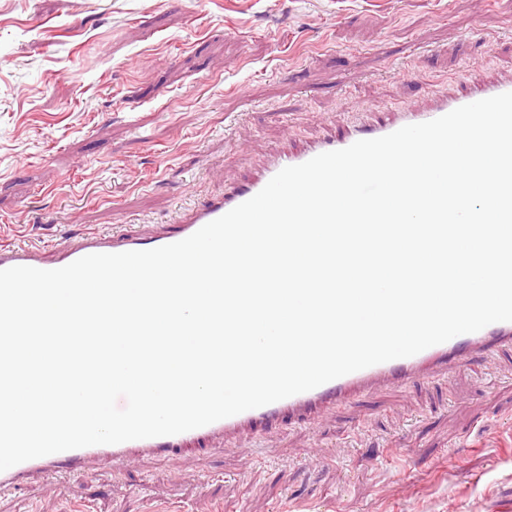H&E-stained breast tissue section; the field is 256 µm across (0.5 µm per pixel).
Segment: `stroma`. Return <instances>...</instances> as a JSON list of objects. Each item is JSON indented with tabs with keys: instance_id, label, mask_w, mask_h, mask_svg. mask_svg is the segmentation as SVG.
I'll return each mask as SVG.
<instances>
[{
	"instance_id": "1",
	"label": "stroma",
	"mask_w": 512,
	"mask_h": 512,
	"mask_svg": "<svg viewBox=\"0 0 512 512\" xmlns=\"http://www.w3.org/2000/svg\"><path fill=\"white\" fill-rule=\"evenodd\" d=\"M512 80V0H0V244L174 231L268 160ZM0 512H512V353Z\"/></svg>"
}]
</instances>
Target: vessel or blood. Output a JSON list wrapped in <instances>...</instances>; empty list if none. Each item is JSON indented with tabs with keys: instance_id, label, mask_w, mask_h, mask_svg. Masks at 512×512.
<instances>
[{
	"instance_id": "vessel-or-blood-1",
	"label": "vessel or blood",
	"mask_w": 512,
	"mask_h": 512,
	"mask_svg": "<svg viewBox=\"0 0 512 512\" xmlns=\"http://www.w3.org/2000/svg\"><path fill=\"white\" fill-rule=\"evenodd\" d=\"M505 92H512V81L495 84L473 81L470 82L467 92L461 96L438 100L424 111H410L407 121L411 124L427 122L462 105ZM399 127V122H389L357 130L341 138L334 137L318 142L298 154L272 157L260 177L215 196L202 207L192 211L180 224L176 233L142 237L130 232H89L69 242L53 259L46 258L43 250L33 245H0V270L15 266L52 270L64 267L89 254L148 250L180 241L253 197L282 168L304 163L324 152L346 148L362 139L387 135ZM503 351H512V322L488 325L480 331L456 336L416 355L370 366L313 390L177 435L132 440L113 445H93L28 460L0 472V491L19 487L33 471L45 474L63 473L71 477L82 476L87 462L95 456L109 457L113 464L121 469L128 466L135 455L141 452L166 455L182 448L184 442L190 439L225 437L245 425L267 424L284 415H293L313 407L328 409L342 404L351 396L382 384L403 386L413 382H424L430 379L436 369L448 366L458 368L477 356Z\"/></svg>"
}]
</instances>
